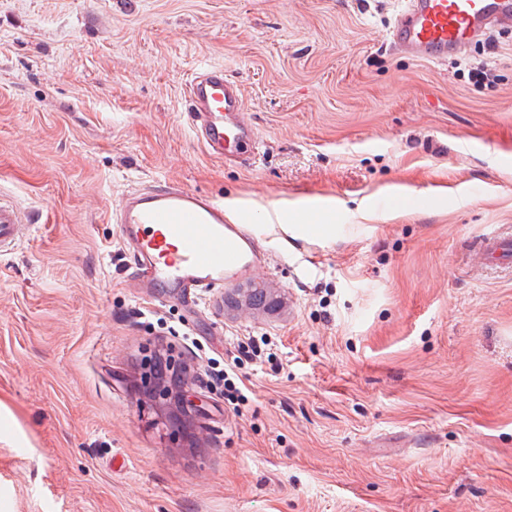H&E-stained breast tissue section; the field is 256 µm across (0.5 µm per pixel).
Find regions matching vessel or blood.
I'll list each match as a JSON object with an SVG mask.
<instances>
[{
    "instance_id": "obj_1",
    "label": "vessel or blood",
    "mask_w": 512,
    "mask_h": 512,
    "mask_svg": "<svg viewBox=\"0 0 512 512\" xmlns=\"http://www.w3.org/2000/svg\"><path fill=\"white\" fill-rule=\"evenodd\" d=\"M493 27L512 29V0H403L388 39L399 53L440 63ZM192 123L207 153L216 159L246 158L258 133L244 111L239 85L223 70L202 69L190 82ZM114 220L132 254L136 285L162 299L192 301L196 293L224 286L254 264L247 225L224 221V203L175 186L131 192ZM20 211L0 200V239L18 232ZM512 235L483 234L471 253L473 266L506 258Z\"/></svg>"
}]
</instances>
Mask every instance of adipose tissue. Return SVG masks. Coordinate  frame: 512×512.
<instances>
[{"label": "adipose tissue", "mask_w": 512, "mask_h": 512, "mask_svg": "<svg viewBox=\"0 0 512 512\" xmlns=\"http://www.w3.org/2000/svg\"><path fill=\"white\" fill-rule=\"evenodd\" d=\"M249 208L252 217L265 223L277 224L284 235L301 237L313 242H324L336 234L335 213L329 210L313 212L298 201H286L273 209L254 205L245 206L242 200L225 201L224 209L230 214H238L242 208Z\"/></svg>", "instance_id": "adipose-tissue-1"}]
</instances>
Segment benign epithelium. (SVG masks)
<instances>
[{"mask_svg":"<svg viewBox=\"0 0 512 512\" xmlns=\"http://www.w3.org/2000/svg\"><path fill=\"white\" fill-rule=\"evenodd\" d=\"M259 287L255 282L238 284L225 293V306L243 314L256 309L251 298L252 290ZM138 387L149 401L165 413L166 429L174 437L185 430L181 409L187 401L189 378L186 368L169 354L154 351L143 362Z\"/></svg>","mask_w":512,"mask_h":512,"instance_id":"1","label":"benign epithelium"}]
</instances>
